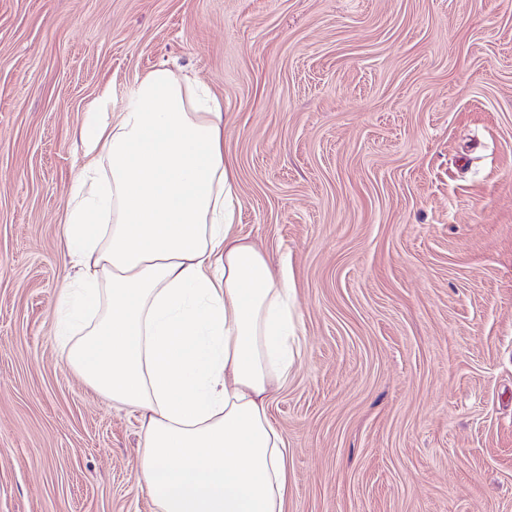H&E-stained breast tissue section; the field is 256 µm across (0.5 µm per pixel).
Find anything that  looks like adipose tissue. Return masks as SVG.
I'll use <instances>...</instances> for the list:
<instances>
[{
    "label": "adipose tissue",
    "mask_w": 512,
    "mask_h": 512,
    "mask_svg": "<svg viewBox=\"0 0 512 512\" xmlns=\"http://www.w3.org/2000/svg\"><path fill=\"white\" fill-rule=\"evenodd\" d=\"M81 141L93 161L107 146L111 177L66 224L91 319L70 366L140 411L158 512H288V448L267 405L294 362L293 280L233 230L220 100L161 65L117 121L89 113Z\"/></svg>",
    "instance_id": "ef3b65f1"
}]
</instances>
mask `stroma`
I'll list each match as a JSON object with an SVG mask.
<instances>
[{
    "label": "stroma",
    "instance_id": "stroma-1",
    "mask_svg": "<svg viewBox=\"0 0 512 512\" xmlns=\"http://www.w3.org/2000/svg\"><path fill=\"white\" fill-rule=\"evenodd\" d=\"M161 64L290 262L288 512H512V0H0V512H157L56 322L86 113Z\"/></svg>",
    "mask_w": 512,
    "mask_h": 512
}]
</instances>
